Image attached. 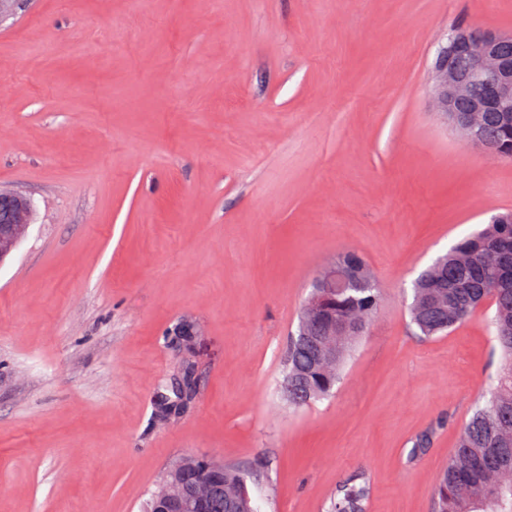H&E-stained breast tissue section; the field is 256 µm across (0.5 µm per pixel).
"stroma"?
I'll use <instances>...</instances> for the list:
<instances>
[{
  "label": "stroma",
  "instance_id": "obj_1",
  "mask_svg": "<svg viewBox=\"0 0 512 512\" xmlns=\"http://www.w3.org/2000/svg\"><path fill=\"white\" fill-rule=\"evenodd\" d=\"M512 0H5L0 190L33 221L0 266V512H141L167 470L249 471L258 512H432L458 428L496 373L483 313L420 336L425 267L512 211V161L436 114L457 23ZM354 251L381 305L328 398H282L286 341ZM203 334L199 391L169 333ZM340 490L342 496L334 503L335 512H365V503L370 494L369 485L346 484Z\"/></svg>",
  "mask_w": 512,
  "mask_h": 512
}]
</instances>
